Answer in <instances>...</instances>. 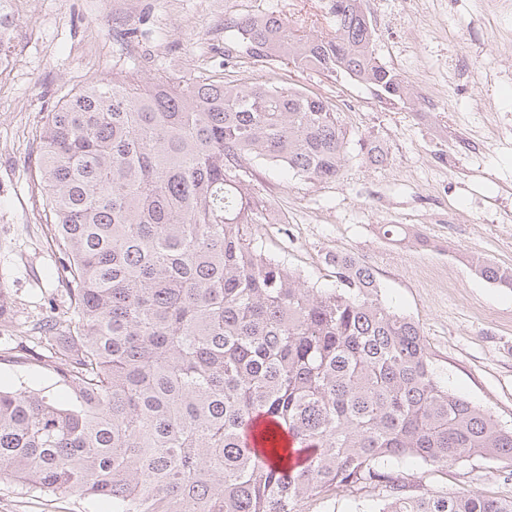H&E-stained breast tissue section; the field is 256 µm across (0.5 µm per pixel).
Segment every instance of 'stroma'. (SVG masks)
I'll list each match as a JSON object with an SVG mask.
<instances>
[{
    "mask_svg": "<svg viewBox=\"0 0 512 512\" xmlns=\"http://www.w3.org/2000/svg\"><path fill=\"white\" fill-rule=\"evenodd\" d=\"M329 0H18L16 36L0 45V387L65 402L69 391L40 360L16 359L5 336L67 306L60 256L47 234L36 158L44 112L66 94L110 78L116 61L148 74L208 68L224 81L277 75L335 105L350 132L340 175L310 182L256 163L252 182L279 220L260 224L265 252L308 285L334 283L329 255L359 258L382 300L417 322L434 371L450 391L512 428V289L475 274L477 258L512 267V0H362L379 62L406 86L398 97L339 73L330 77L242 59L228 65L224 20L288 17L301 32L331 29ZM388 151L370 163L363 142ZM410 237L393 242L384 225ZM391 471L407 493L476 492L512 499V463L482 458L445 467L407 460ZM386 491L357 486L305 500L303 512H374ZM0 512H112L108 500L44 494L0 479Z\"/></svg>",
    "mask_w": 512,
    "mask_h": 512,
    "instance_id": "stroma-1",
    "label": "stroma"
}]
</instances>
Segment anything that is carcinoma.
Returning <instances> with one entry per match:
<instances>
[{
  "label": "carcinoma",
  "instance_id": "obj_1",
  "mask_svg": "<svg viewBox=\"0 0 512 512\" xmlns=\"http://www.w3.org/2000/svg\"><path fill=\"white\" fill-rule=\"evenodd\" d=\"M329 12L327 36L273 15L224 30L241 55L400 95L360 0ZM347 142L335 106L303 88L134 62L46 113L37 163L69 316L30 343L74 402L0 389V478L115 512H301L363 484L387 488L376 512H512L477 493L410 495L388 470L512 461V429L440 384L373 270L331 255L334 285L314 288L256 242L275 216L252 161L323 181ZM474 270L512 288V268ZM283 432L303 461L284 462Z\"/></svg>",
  "mask_w": 512,
  "mask_h": 512
}]
</instances>
